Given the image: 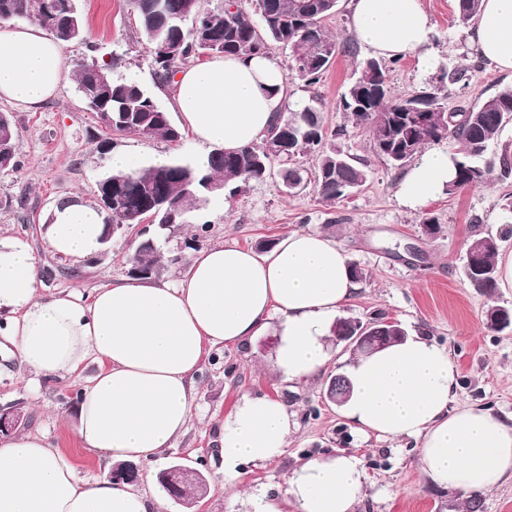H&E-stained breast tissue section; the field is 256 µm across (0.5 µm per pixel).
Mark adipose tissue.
Segmentation results:
<instances>
[{"instance_id":"ef3b65f1","label":"adipose tissue","mask_w":512,"mask_h":512,"mask_svg":"<svg viewBox=\"0 0 512 512\" xmlns=\"http://www.w3.org/2000/svg\"><path fill=\"white\" fill-rule=\"evenodd\" d=\"M351 30L387 59L433 60L434 27L422 0H351ZM476 53L512 73V0H482L468 31ZM64 47L32 25L0 22V100L36 107L62 85ZM286 78L267 56H214L173 82V102L202 145L236 151L259 143L285 104ZM447 149H427L399 183L413 210L444 192ZM102 216L81 197L56 205L45 226L51 249L80 260L102 246ZM351 258L315 230H296L264 253L233 243L199 251L175 283L121 278L84 293L39 292L31 249L0 234V335L34 381L80 375L74 433L82 448L114 462H150L182 439L193 418L196 376L216 347L279 338L275 365L285 380L310 382L332 359L331 329L358 284ZM351 393L340 412L356 431L412 438L421 473L433 484L483 493L512 479V419L492 409H449L458 372L445 347L409 336L364 354L347 368ZM287 404L243 396L218 429L222 489L244 467H262L288 445ZM362 460L339 451L301 460L283 483L241 496L248 512H356ZM0 512H164L160 500L125 483L90 482L40 432L0 434Z\"/></svg>"}]
</instances>
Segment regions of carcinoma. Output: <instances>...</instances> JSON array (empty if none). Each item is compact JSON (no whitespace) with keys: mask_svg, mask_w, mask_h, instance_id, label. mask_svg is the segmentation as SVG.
Masks as SVG:
<instances>
[{"mask_svg":"<svg viewBox=\"0 0 512 512\" xmlns=\"http://www.w3.org/2000/svg\"><path fill=\"white\" fill-rule=\"evenodd\" d=\"M140 30L150 47L157 83L173 81L181 64L203 55H269L272 46L289 51V71L308 86L321 81L337 53H350L326 34L322 22L336 11V0H253L254 12L242 8L228 12L231 3L203 9L200 0H131ZM481 0H458L459 21L468 23L478 13ZM22 18L38 23L63 43L82 37L84 18L77 0H0V19ZM322 42L328 54L317 61L311 49ZM117 57L108 62H76L77 92L96 113H112V128L123 134L161 138L170 142L182 133L153 95L136 82L114 75ZM390 67L375 58L357 62L355 80L343 94L339 107L356 125L371 134L373 153L395 169L405 167L430 144H448L454 163V177L445 193L480 185L488 180L492 166L482 163L489 144L505 125L512 122V84L503 85L491 96L467 111L449 112L435 89L423 88L392 101L388 88ZM412 106H425L443 113V125L435 127L415 120ZM16 128L12 119L0 114V144L15 151ZM323 116L313 102L287 107L277 117L262 142L235 152L214 150L195 163L171 162L149 166L134 173L108 171L100 182L112 186V223L136 224L178 204L190 192L204 197L203 184L219 182L236 193L251 182L264 180L272 164L279 165L282 183L288 191L308 185L300 158L315 153L318 166L313 184L326 202L356 191L369 178L368 165L336 148H325ZM463 274L470 286L482 293L497 288L495 258L497 239L487 235L474 238ZM161 261L160 243L134 251L129 266H140L141 274L155 277ZM512 316L499 307L486 311L489 330H503ZM350 390L346 376L330 379L327 391L339 399Z\"/></svg>","mask_w":512,"mask_h":512,"instance_id":"obj_1","label":"carcinoma"}]
</instances>
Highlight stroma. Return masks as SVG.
Segmentation results:
<instances>
[{
    "label": "stroma",
    "instance_id": "1",
    "mask_svg": "<svg viewBox=\"0 0 512 512\" xmlns=\"http://www.w3.org/2000/svg\"><path fill=\"white\" fill-rule=\"evenodd\" d=\"M423 3L435 28L431 44L434 65L424 72L416 58L399 61L389 75L391 99L400 100L433 85L448 111L458 112L512 82V75L479 60L467 40L466 26L458 22L457 0ZM79 4L85 35L66 44V63L119 56L117 76L146 86L171 110V87L155 80L152 55L129 0H79ZM350 16L351 0H340L338 12L324 22L339 42L350 44V52L338 54L318 84L308 87L297 79L288 83L293 98H318L327 144L367 162L370 178L349 198L323 202L311 185L295 194L286 193L274 169L264 181L250 183L238 195H208L193 223L176 224L164 231L154 224H137L113 238L105 253L82 261L62 257L47 243L46 218L57 202L74 194L96 203L95 184L110 167L114 152L130 154L139 169L151 166L159 155L187 163L210 152L188 135L168 142L109 132L82 103L71 78L56 96L34 108L0 101V112L13 117L16 156L21 163L19 169L0 171V232L21 239L38 257L43 270L39 288L49 295L70 289L89 292L127 277L128 256L148 237L161 243L164 255L178 253L185 261L193 254L185 242L201 224L208 227L199 242L203 249L225 242L253 249L260 241L275 243L295 230L322 231L368 274L344 308V317L363 320L381 312L401 323L407 333L446 346L459 374L454 406H483L511 417L512 326L491 332L485 314L495 306L512 310V290L478 293L464 280L462 266L468 243L480 235H492L501 250H512V208L507 205L512 178L503 181L494 176L484 186L441 194L416 211L401 205V171L377 158L370 148L368 130L347 121L338 109L357 61L373 54L351 33ZM455 67L469 68L466 89L440 82L442 69ZM170 118L175 121L179 115L171 110ZM429 217L438 222L431 235L422 229L423 219ZM184 261L163 264L160 279L172 282L180 278L186 270ZM275 344V336L266 335L257 338L249 352L227 346L205 358L188 433L158 461L139 466L145 474L139 487L163 499L165 512H186L184 506L166 498L156 480L158 472L176 463L197 468L208 479L210 490L197 503V512H232L229 495L218 491L222 460L217 431L246 395L282 399L294 415L296 430L287 448L266 467L245 468L242 490L282 481L297 461L307 456L347 449L361 458L366 472L358 512H464L463 493L435 486L422 477L414 439L365 436L327 400L329 377L344 372L354 357L351 348L335 344L327 375L291 386L276 375ZM30 380L29 372L1 347L0 409H20L24 414L22 430L47 433L80 473L107 479L111 463L81 448L72 430L83 378L44 381L36 388Z\"/></svg>",
    "mask_w": 512,
    "mask_h": 512
}]
</instances>
